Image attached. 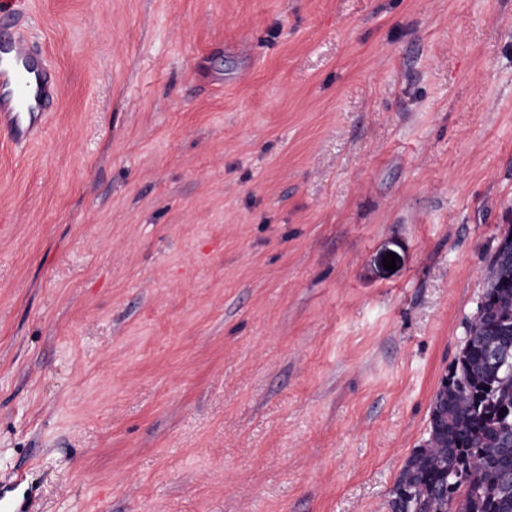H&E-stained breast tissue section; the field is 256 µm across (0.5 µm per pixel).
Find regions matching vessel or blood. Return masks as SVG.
I'll return each instance as SVG.
<instances>
[{"label": "vessel or blood", "instance_id": "vessel-or-blood-1", "mask_svg": "<svg viewBox=\"0 0 512 512\" xmlns=\"http://www.w3.org/2000/svg\"><path fill=\"white\" fill-rule=\"evenodd\" d=\"M56 88L42 62L24 39H0V129L19 143L44 125L46 104Z\"/></svg>", "mask_w": 512, "mask_h": 512}]
</instances>
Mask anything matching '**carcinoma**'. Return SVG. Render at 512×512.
I'll list each match as a JSON object with an SVG mask.
<instances>
[{"instance_id":"1","label":"carcinoma","mask_w":512,"mask_h":512,"mask_svg":"<svg viewBox=\"0 0 512 512\" xmlns=\"http://www.w3.org/2000/svg\"><path fill=\"white\" fill-rule=\"evenodd\" d=\"M486 314L468 321L448 378L436 391L428 438L396 486L402 512H512V355L488 360V345L512 352V263L493 250Z\"/></svg>"}]
</instances>
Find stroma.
I'll return each mask as SVG.
<instances>
[{"label":"stroma","mask_w":512,"mask_h":512,"mask_svg":"<svg viewBox=\"0 0 512 512\" xmlns=\"http://www.w3.org/2000/svg\"><path fill=\"white\" fill-rule=\"evenodd\" d=\"M0 24L60 85L0 133V498L391 512L512 226V0Z\"/></svg>","instance_id":"stroma-1"}]
</instances>
